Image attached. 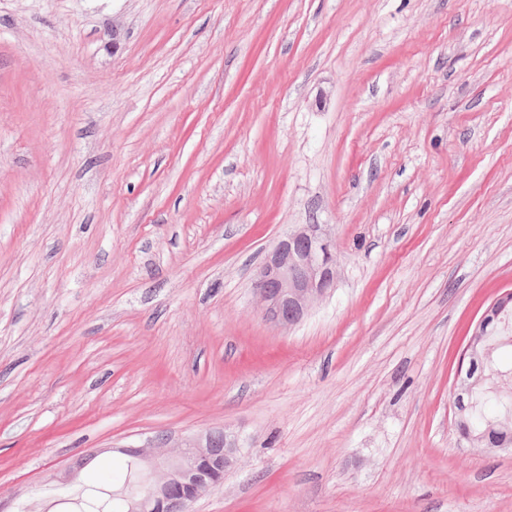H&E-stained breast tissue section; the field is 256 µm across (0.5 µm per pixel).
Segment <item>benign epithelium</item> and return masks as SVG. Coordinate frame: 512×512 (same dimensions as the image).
Returning a JSON list of instances; mask_svg holds the SVG:
<instances>
[{"label": "benign epithelium", "mask_w": 512, "mask_h": 512, "mask_svg": "<svg viewBox=\"0 0 512 512\" xmlns=\"http://www.w3.org/2000/svg\"><path fill=\"white\" fill-rule=\"evenodd\" d=\"M336 254L329 237L318 224H304L278 242L254 283L263 316L283 327L298 322L308 309L333 286ZM512 302V291L494 300L477 322L465 348L464 367L458 368L454 389L455 424L468 413L467 398L477 384L481 363L476 337ZM242 445L232 432L188 436L173 448L167 439L146 448H123L136 467L149 471L141 495L123 497L124 512H186L188 505L224 480L241 453Z\"/></svg>", "instance_id": "7a95c632"}]
</instances>
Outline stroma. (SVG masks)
Masks as SVG:
<instances>
[{
    "label": "stroma",
    "mask_w": 512,
    "mask_h": 512,
    "mask_svg": "<svg viewBox=\"0 0 512 512\" xmlns=\"http://www.w3.org/2000/svg\"><path fill=\"white\" fill-rule=\"evenodd\" d=\"M319 224L333 288L266 322ZM512 290V0H0V512L244 446L190 512H512L459 361ZM335 268L333 244L320 225L297 227L278 242L254 283L263 316L295 324L333 286ZM512 302V291L507 292L501 297L494 300L485 310L480 320L477 322L472 335L470 336L463 354L461 366L458 368L457 381L454 389V408H455V424L460 426L466 419L468 413L467 398L471 389L477 384L478 378L482 372L476 374V367L481 363L480 348L475 341L476 337L481 336L487 332L489 326L495 321L499 315L507 308L509 303ZM500 323V322H499ZM499 323L494 331L495 322L490 326L493 330L492 337L500 336ZM467 364L464 368V361ZM477 377H474L476 376Z\"/></svg>",
    "instance_id": "1"
}]
</instances>
